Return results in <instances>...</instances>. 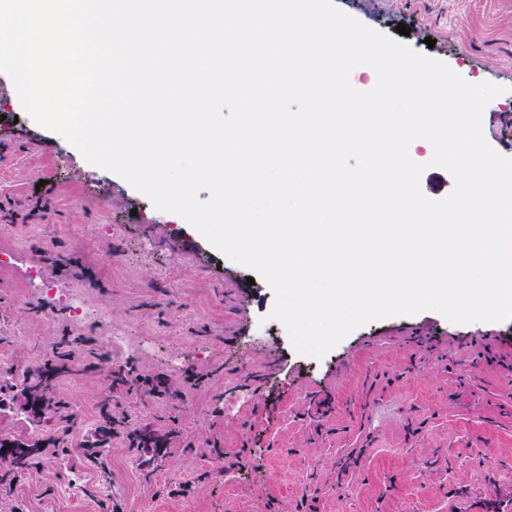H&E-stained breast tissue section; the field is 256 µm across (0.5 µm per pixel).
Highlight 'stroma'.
Returning a JSON list of instances; mask_svg holds the SVG:
<instances>
[{
	"label": "stroma",
	"instance_id": "1",
	"mask_svg": "<svg viewBox=\"0 0 512 512\" xmlns=\"http://www.w3.org/2000/svg\"><path fill=\"white\" fill-rule=\"evenodd\" d=\"M333 3L390 37L406 25L415 51L501 86L482 130L512 158V0ZM0 253V384L18 396V378L70 353L51 421L0 414V439L43 447L0 486V512H512V318L428 310L298 353L263 277L37 125L3 72ZM33 264L54 307L79 297L85 319L33 312ZM238 389L250 403L227 412ZM104 408L99 464L85 450ZM146 427L165 449L149 475Z\"/></svg>",
	"mask_w": 512,
	"mask_h": 512
}]
</instances>
